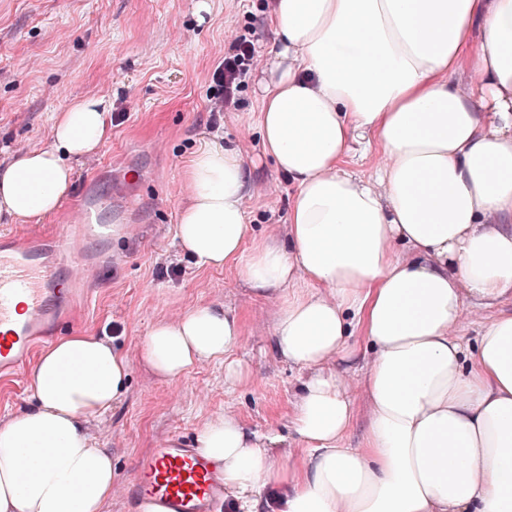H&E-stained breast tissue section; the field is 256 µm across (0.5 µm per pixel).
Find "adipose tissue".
I'll list each match as a JSON object with an SVG mask.
<instances>
[{
  "instance_id": "adipose-tissue-1",
  "label": "adipose tissue",
  "mask_w": 512,
  "mask_h": 512,
  "mask_svg": "<svg viewBox=\"0 0 512 512\" xmlns=\"http://www.w3.org/2000/svg\"><path fill=\"white\" fill-rule=\"evenodd\" d=\"M270 25L258 127L295 187L288 243L249 239L244 161L216 144L185 169L176 236L198 266L287 290L274 341L313 371L294 416L308 448L276 462L278 435L223 414L194 445L223 471L230 512H512V315L474 345L457 334L467 301L512 293V0H274ZM110 132L108 102H70L52 148L0 167V216L54 213ZM374 144L372 177L345 169ZM356 329L374 348L372 415L365 447L346 448ZM242 336L231 311L197 306L150 329L144 360L170 381L220 362L234 384ZM130 369L91 333L41 355L33 405L0 429V512H103L118 481L85 424Z\"/></svg>"
}]
</instances>
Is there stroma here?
I'll list each match as a JSON object with an SVG mask.
<instances>
[{"instance_id":"stroma-1","label":"stroma","mask_w":512,"mask_h":512,"mask_svg":"<svg viewBox=\"0 0 512 512\" xmlns=\"http://www.w3.org/2000/svg\"><path fill=\"white\" fill-rule=\"evenodd\" d=\"M0 0V163L52 145L57 112L84 96L105 98L117 118L112 133L76 165L67 197L83 191L115 197L112 221L130 223L128 238L113 242L117 261L92 272L88 300L77 301L64 336L94 333L113 340L131 363L128 385L111 413L91 419L88 431L107 448L120 481L138 460L168 437L194 440L207 421L230 416L246 429L275 433L279 461L299 459L305 446L293 418L309 369L273 348L284 298L255 296L238 265L201 268L182 252L176 226L185 202V168L206 143L239 150L250 171L245 201L251 236L284 242L294 187L264 154L254 122L262 62L275 35L261 0ZM254 30L257 67L226 109L221 132L209 129L207 94L224 50L245 27ZM234 312L244 344L237 356L250 376L230 386L224 366L204 362L181 377L182 396L143 360L155 323L177 319L200 305ZM349 369L356 388L354 421L344 447L361 448L371 416L360 380L372 359L365 337ZM33 373L0 378V428L32 403Z\"/></svg>"}]
</instances>
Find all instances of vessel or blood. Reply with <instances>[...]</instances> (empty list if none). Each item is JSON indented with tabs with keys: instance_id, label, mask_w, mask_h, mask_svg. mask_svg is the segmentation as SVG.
Listing matches in <instances>:
<instances>
[{
	"instance_id": "obj_1",
	"label": "vessel or blood",
	"mask_w": 512,
	"mask_h": 512,
	"mask_svg": "<svg viewBox=\"0 0 512 512\" xmlns=\"http://www.w3.org/2000/svg\"><path fill=\"white\" fill-rule=\"evenodd\" d=\"M74 222L90 238L109 241L115 235L90 204L75 206ZM85 266L69 232L47 234L35 225L25 241L0 237V376L22 372L33 351L71 320L68 305ZM121 490L151 498L164 512H216L224 501V477L200 449L175 437L143 457L134 480Z\"/></svg>"
}]
</instances>
